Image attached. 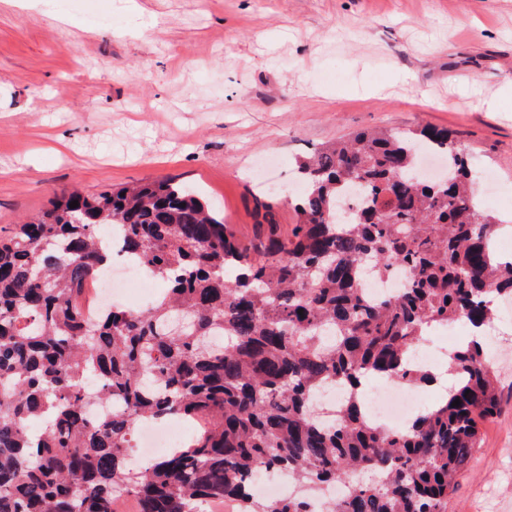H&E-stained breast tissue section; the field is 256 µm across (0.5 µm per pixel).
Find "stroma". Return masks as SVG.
Returning a JSON list of instances; mask_svg holds the SVG:
<instances>
[{"mask_svg":"<svg viewBox=\"0 0 512 512\" xmlns=\"http://www.w3.org/2000/svg\"><path fill=\"white\" fill-rule=\"evenodd\" d=\"M512 0H0V234L56 195L171 179L243 235L261 162L375 128L448 129L512 222ZM501 407L448 512H512V301L488 335Z\"/></svg>","mask_w":512,"mask_h":512,"instance_id":"obj_1","label":"stroma"}]
</instances>
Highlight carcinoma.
I'll list each match as a JSON object with an SVG mask.
<instances>
[{
	"instance_id": "carcinoma-1",
	"label": "carcinoma",
	"mask_w": 512,
	"mask_h": 512,
	"mask_svg": "<svg viewBox=\"0 0 512 512\" xmlns=\"http://www.w3.org/2000/svg\"><path fill=\"white\" fill-rule=\"evenodd\" d=\"M422 147L446 153L441 181L420 179ZM297 170V223L286 237L260 224L250 246L168 180L64 193L0 236V512H117L124 496L136 512H205L214 501L314 512L308 496H256L259 469L315 493L353 486L323 512H448L480 424L499 407L485 337L448 354L453 385L403 432L371 423L352 394L326 423L316 395L370 378L434 382L411 362L426 329H485L496 299L512 296V258L494 245L502 221L475 199L472 165L446 129L360 131ZM352 194L364 206L336 220ZM115 226L163 294L88 319L80 299L112 268ZM365 270L410 278L371 303ZM175 313L188 320L178 333ZM111 401L121 407L90 417V403ZM170 417L197 432L133 466L136 425ZM364 470L375 480L358 482Z\"/></svg>"
}]
</instances>
